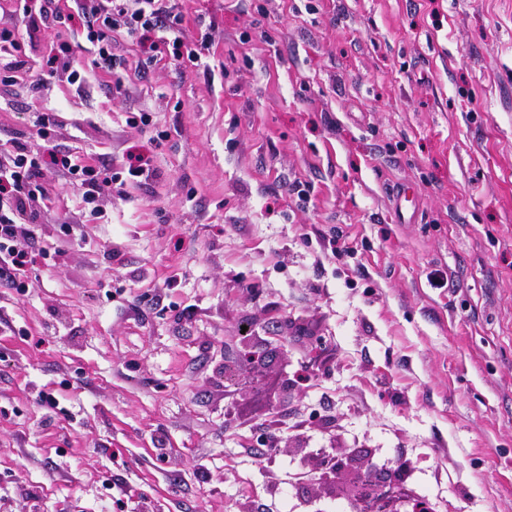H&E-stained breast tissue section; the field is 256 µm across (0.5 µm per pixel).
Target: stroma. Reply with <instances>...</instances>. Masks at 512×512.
Instances as JSON below:
<instances>
[{"instance_id":"stroma-1","label":"stroma","mask_w":512,"mask_h":512,"mask_svg":"<svg viewBox=\"0 0 512 512\" xmlns=\"http://www.w3.org/2000/svg\"><path fill=\"white\" fill-rule=\"evenodd\" d=\"M28 4L0 0L25 62L0 153L38 149L49 109L63 149L149 177L89 206L49 166L28 203L0 512H328L322 452L512 512V0H165L209 49L176 69L115 36L145 71L119 93L75 0ZM245 339L268 397L220 374Z\"/></svg>"}]
</instances>
